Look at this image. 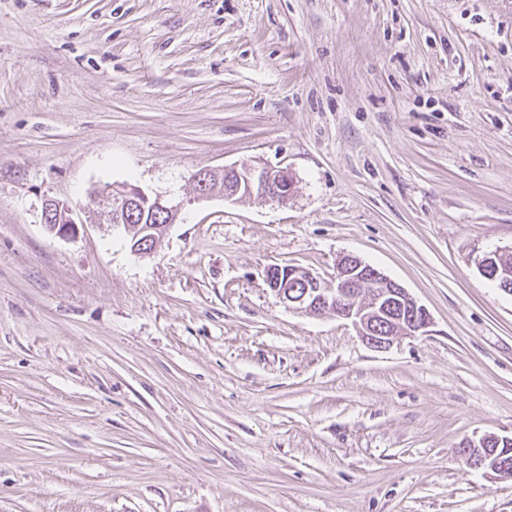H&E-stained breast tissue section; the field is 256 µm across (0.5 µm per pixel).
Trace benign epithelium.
I'll use <instances>...</instances> for the list:
<instances>
[{
    "label": "benign epithelium",
    "mask_w": 512,
    "mask_h": 512,
    "mask_svg": "<svg viewBox=\"0 0 512 512\" xmlns=\"http://www.w3.org/2000/svg\"><path fill=\"white\" fill-rule=\"evenodd\" d=\"M195 200L203 201L219 194L226 200L238 195L258 194L269 200L284 203L293 189L288 169L281 167H255L250 164L203 169L194 175ZM113 198L115 222L125 223L126 230L134 229L142 240L132 252L146 257L151 255L170 229L168 224L131 226L136 206L150 201V197L136 186L114 184L108 191L96 190L89 196L85 213L105 206L106 197ZM41 220L49 232L59 237L76 233L78 222L69 206L46 198L41 206ZM502 249L476 257L475 265L485 278L497 282L499 288L512 294V266L501 262ZM265 282L286 307L308 315L330 311L336 317L350 322L363 342L374 350L391 346L395 334L412 335L430 324L425 308L408 291L378 269L352 254L340 256L336 276L326 279L306 268L278 267L268 270ZM491 445L512 446V437L484 436L467 439L460 444L461 453L469 464L491 470L501 478L512 476V461L495 458L486 453Z\"/></svg>",
    "instance_id": "obj_1"
}]
</instances>
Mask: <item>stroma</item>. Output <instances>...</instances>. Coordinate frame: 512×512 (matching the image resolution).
Here are the masks:
<instances>
[{"label": "stroma", "instance_id": "1", "mask_svg": "<svg viewBox=\"0 0 512 512\" xmlns=\"http://www.w3.org/2000/svg\"><path fill=\"white\" fill-rule=\"evenodd\" d=\"M287 168V202L193 176ZM183 202L155 252L41 222ZM512 0H0V512H512ZM354 254L429 327L376 351L271 265ZM76 218L79 222H77ZM41 220L49 232L63 238L74 235L78 224H84L75 215L72 208L49 198L44 199L42 202ZM502 250L512 249L499 248L494 251L484 252L476 257L475 265L482 276L488 280L496 281L501 290L512 294V266L510 267L501 262V254L506 253V251ZM495 444L497 448L496 455L507 454V457H512V447L506 448V446H512V437H498V436H484L478 440L466 439L463 441L459 448L461 453L469 458V464L474 467H481L491 470L501 478H510L512 473V461L504 460L503 457L493 458V455L484 453L486 448ZM504 445L505 448H498ZM511 452V453H510Z\"/></svg>", "mask_w": 512, "mask_h": 512}]
</instances>
